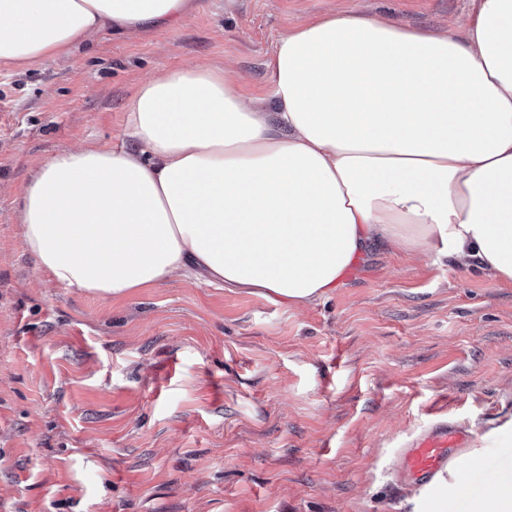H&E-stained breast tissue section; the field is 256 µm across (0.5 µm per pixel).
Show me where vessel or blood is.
<instances>
[{"label": "vessel or blood", "instance_id": "vessel-or-blood-1", "mask_svg": "<svg viewBox=\"0 0 512 512\" xmlns=\"http://www.w3.org/2000/svg\"><path fill=\"white\" fill-rule=\"evenodd\" d=\"M472 440L471 432L451 422L426 427L400 449L398 479L412 488L429 484L436 475L445 472L458 450L468 447Z\"/></svg>", "mask_w": 512, "mask_h": 512}]
</instances>
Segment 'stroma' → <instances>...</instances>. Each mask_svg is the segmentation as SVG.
I'll use <instances>...</instances> for the list:
<instances>
[{"label":"stroma","mask_w":512,"mask_h":512,"mask_svg":"<svg viewBox=\"0 0 512 512\" xmlns=\"http://www.w3.org/2000/svg\"><path fill=\"white\" fill-rule=\"evenodd\" d=\"M173 27L103 30L0 63V512H414L398 448L444 419L512 484V283L376 246L327 298L288 305L172 279L112 300L58 284L23 243L30 172L124 139L163 68L266 93L311 18L459 27L470 0H195Z\"/></svg>","instance_id":"obj_1"}]
</instances>
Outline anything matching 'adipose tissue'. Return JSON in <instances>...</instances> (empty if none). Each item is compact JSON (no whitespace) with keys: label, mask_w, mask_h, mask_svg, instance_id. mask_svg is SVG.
Wrapping results in <instances>:
<instances>
[{"label":"adipose tissue","mask_w":512,"mask_h":512,"mask_svg":"<svg viewBox=\"0 0 512 512\" xmlns=\"http://www.w3.org/2000/svg\"><path fill=\"white\" fill-rule=\"evenodd\" d=\"M194 9L0 0V61L28 67ZM268 67L261 97L218 67L167 69L126 107L131 146L34 170L18 216L38 265L114 299L180 276L311 304L381 244L512 282V0H471L460 32L315 18Z\"/></svg>","instance_id":"1"}]
</instances>
